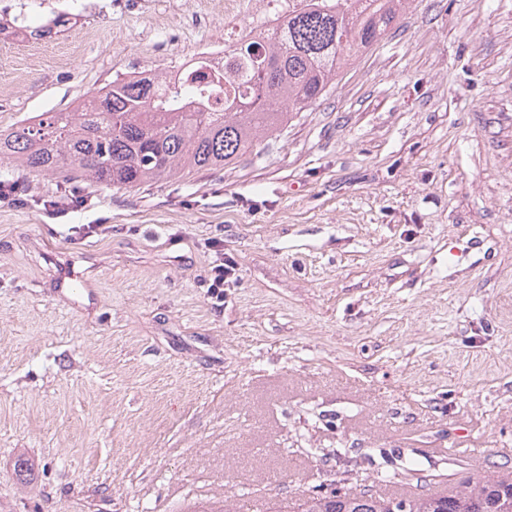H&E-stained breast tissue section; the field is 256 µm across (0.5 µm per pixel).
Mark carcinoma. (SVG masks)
Instances as JSON below:
<instances>
[{"label":"carcinoma","mask_w":512,"mask_h":512,"mask_svg":"<svg viewBox=\"0 0 512 512\" xmlns=\"http://www.w3.org/2000/svg\"><path fill=\"white\" fill-rule=\"evenodd\" d=\"M409 0H301L278 28L236 49L247 86L232 95L199 85L142 79L87 93L70 111L39 112L0 130V167L64 183L83 177L133 188L219 172L295 115L327 96L336 79L382 41ZM507 476L468 480L446 496L413 497L407 512H512ZM367 490L317 495L297 512H391Z\"/></svg>","instance_id":"carcinoma-1"}]
</instances>
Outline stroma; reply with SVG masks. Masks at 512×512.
Returning <instances> with one entry per match:
<instances>
[{"label": "stroma", "mask_w": 512, "mask_h": 512, "mask_svg": "<svg viewBox=\"0 0 512 512\" xmlns=\"http://www.w3.org/2000/svg\"><path fill=\"white\" fill-rule=\"evenodd\" d=\"M211 8L112 0L1 42L0 129L128 65L164 75ZM22 181L0 200V512H291L512 472V0H410L223 171L85 182L67 214ZM221 243H215L216 259L210 270V278L208 284V293L210 298L222 300L224 298V285L229 283V279L235 274V268L230 261L224 262V249H220ZM223 251V252H221Z\"/></svg>", "instance_id": "stroma-1"}]
</instances>
